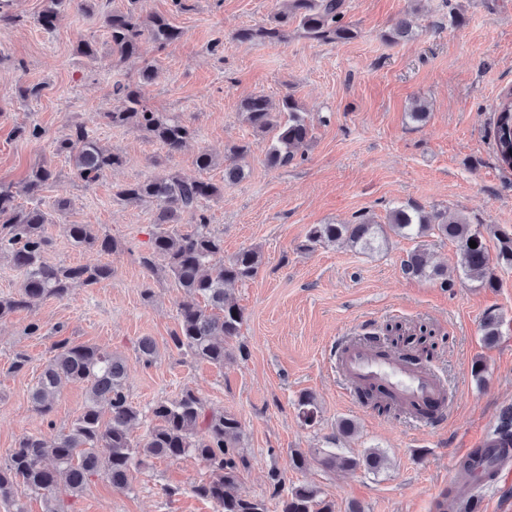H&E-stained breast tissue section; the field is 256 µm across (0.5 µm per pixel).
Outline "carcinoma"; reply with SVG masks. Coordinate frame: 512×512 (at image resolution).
Segmentation results:
<instances>
[{
    "mask_svg": "<svg viewBox=\"0 0 512 512\" xmlns=\"http://www.w3.org/2000/svg\"><path fill=\"white\" fill-rule=\"evenodd\" d=\"M65 2L45 0L39 16L42 25H53ZM139 3L140 0H131L129 7L115 10L103 19L112 53L121 59L137 54L141 42L147 38L164 47L183 35L168 20L144 12ZM345 17V0H275L267 22L242 28L235 38L241 42L280 43L287 40L293 26L318 42L353 39L357 31L345 22ZM410 35L411 25L402 19L385 34V39L397 43ZM157 78V69L148 64L140 72L138 85H117L115 94L122 106L100 113V119L107 125H131L149 134L169 158L186 146L194 130L149 105L144 88ZM239 110L254 133L271 136L265 155L267 166L286 167L304 157L312 138V123L292 95L283 96L276 106L263 94L251 95L241 101ZM495 112L497 157L503 166L511 169V89L501 96ZM247 151L245 144L229 149L224 156L222 185L185 180L176 173L164 172L124 185L116 192V198L122 202L152 204L154 223L163 227L154 235L151 252L142 257V264L151 269L154 259L162 258L183 291L178 304V330L171 336L174 347L218 367L224 366L229 358L225 340L239 335L244 320L242 309L227 297L226 286L255 277L262 257L254 247L224 257V241L208 230L209 219L203 202L220 198L224 186L244 175L238 160ZM55 154L69 158L74 176L88 185L122 164L119 154L100 147L82 125L74 126L66 137L56 142ZM55 180V172L44 161L19 187L0 182V256L9 258L24 273L18 293L0 298V319L47 297L62 299L77 284H94L112 276L109 264L55 266L45 261L44 254L51 246L45 232L48 213L38 205L20 206L17 196L35 198ZM184 222L194 225V229L185 233L175 230ZM392 234L411 239L434 235L456 243L459 269L465 277L480 281L484 288L497 287L494 268L512 267L511 233L497 234L498 248L492 257L482 232L472 227L465 216L428 211L412 202L392 207L385 224H377L364 214L347 224H313L307 231L304 247L313 249L344 241L361 251H375L386 246ZM70 236L75 243L104 254L112 253L117 247L114 239L97 235L91 224L70 225ZM471 241L477 247H470ZM402 272L409 277L438 279L442 286H448V277L441 268L430 264L422 247L406 256ZM501 323L496 313L483 316L481 330L487 343L500 335ZM53 350L54 355L44 365L30 392L34 410L43 416L50 415L64 379L86 384L87 399L71 426L53 441L24 435L7 461L0 464V499L15 503V512H25L17 499L20 488L42 496L45 512H67L63 498L79 497L96 476L105 477L114 489L122 491L130 486L134 466L151 459L178 458L189 452L211 468L210 481L195 487L199 496L214 500L222 512H268L265 500L233 491L241 472L248 467L246 456L240 452L242 424L234 415L208 409L193 390L186 388L177 398L154 405L152 414L158 424L135 440L131 427L139 420L140 412L126 393L124 360L95 346L73 345L66 338L56 341ZM358 397L384 412L396 409L392 400L371 389L362 390ZM104 406L109 414L106 420L101 415ZM297 411L304 424L316 423L319 408L313 396L300 395ZM355 433L352 421L340 420L337 433L326 438L324 447L312 448L307 453L291 451L289 467L301 471L313 458L332 471L386 468L388 458L376 448H368L358 455L334 451L337 441ZM493 437L501 445L512 447V406L500 411ZM269 479L273 493L279 496L280 512H335L334 502L322 497L317 487L294 484L288 488L278 470L271 471Z\"/></svg>",
    "mask_w": 512,
    "mask_h": 512,
    "instance_id": "carcinoma-1",
    "label": "carcinoma"
}]
</instances>
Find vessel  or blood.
Here are the masks:
<instances>
[{"mask_svg":"<svg viewBox=\"0 0 512 512\" xmlns=\"http://www.w3.org/2000/svg\"><path fill=\"white\" fill-rule=\"evenodd\" d=\"M336 369L348 390L360 385L384 388L407 410L447 400L448 385L431 368L408 363L395 353L379 354L353 338L337 343ZM509 479L512 448L483 440L479 449H466L454 459L448 483L433 501L434 512H455L462 501L470 502L475 512H483L488 495Z\"/></svg>","mask_w":512,"mask_h":512,"instance_id":"vessel-or-blood-1","label":"vessel or blood"}]
</instances>
